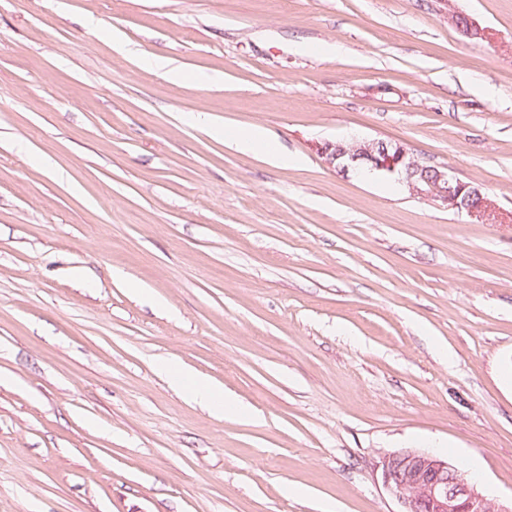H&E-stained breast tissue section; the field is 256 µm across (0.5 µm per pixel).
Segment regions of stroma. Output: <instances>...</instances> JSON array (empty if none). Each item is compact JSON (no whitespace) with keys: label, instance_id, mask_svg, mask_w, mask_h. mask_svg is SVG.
Instances as JSON below:
<instances>
[{"label":"stroma","instance_id":"1","mask_svg":"<svg viewBox=\"0 0 512 512\" xmlns=\"http://www.w3.org/2000/svg\"><path fill=\"white\" fill-rule=\"evenodd\" d=\"M350 135L484 214L326 164ZM406 449L512 500V0H0V512H396ZM236 136H229L223 123L213 121L207 126L209 136L224 140L225 144L233 146L242 153H261L269 163L277 167L286 168L296 163V159L286 153L278 152L272 147L267 132L261 126H246L237 128ZM161 373L183 386L189 399L217 414L232 415L238 419L251 421L252 416L235 401L224 396V391L208 381L199 379L186 372L185 368L177 363L163 361L159 365Z\"/></svg>","mask_w":512,"mask_h":512}]
</instances>
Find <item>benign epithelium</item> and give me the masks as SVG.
<instances>
[{"label":"benign epithelium","mask_w":512,"mask_h":512,"mask_svg":"<svg viewBox=\"0 0 512 512\" xmlns=\"http://www.w3.org/2000/svg\"><path fill=\"white\" fill-rule=\"evenodd\" d=\"M325 162L342 172L368 171L395 176L407 190L446 209L481 212L485 201L478 188L448 171L423 167L402 144L355 140L348 147H317ZM386 493L398 512H512L478 490L448 459L428 451L401 450L385 455L379 465Z\"/></svg>","instance_id":"1"}]
</instances>
